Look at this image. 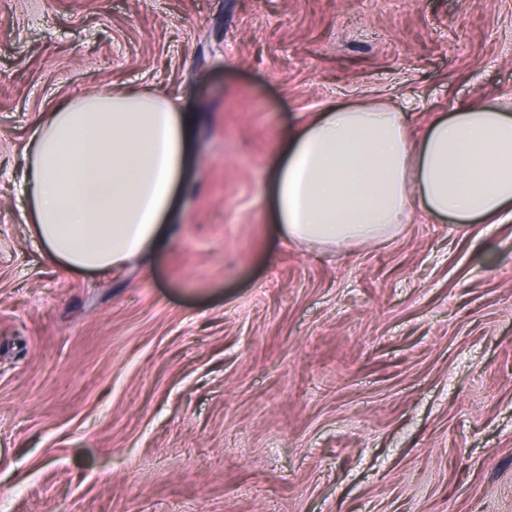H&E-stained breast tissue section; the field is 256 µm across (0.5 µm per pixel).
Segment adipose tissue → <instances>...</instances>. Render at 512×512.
Instances as JSON below:
<instances>
[{"label":"adipose tissue","mask_w":512,"mask_h":512,"mask_svg":"<svg viewBox=\"0 0 512 512\" xmlns=\"http://www.w3.org/2000/svg\"><path fill=\"white\" fill-rule=\"evenodd\" d=\"M193 115L164 96L100 91L60 105L25 147L20 186L47 258L107 271L148 261L188 162ZM288 240L348 249L393 237L416 211L512 220V102L439 115L411 146L402 113L327 106L288 138L274 174Z\"/></svg>","instance_id":"1"}]
</instances>
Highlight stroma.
I'll list each match as a JSON object with an SVG mask.
<instances>
[{
	"mask_svg": "<svg viewBox=\"0 0 512 512\" xmlns=\"http://www.w3.org/2000/svg\"><path fill=\"white\" fill-rule=\"evenodd\" d=\"M194 113L148 262L52 264L19 186L61 102ZM512 98V0H0V512H512V221L284 240L288 127Z\"/></svg>",
	"mask_w": 512,
	"mask_h": 512,
	"instance_id": "stroma-1",
	"label": "stroma"
}]
</instances>
